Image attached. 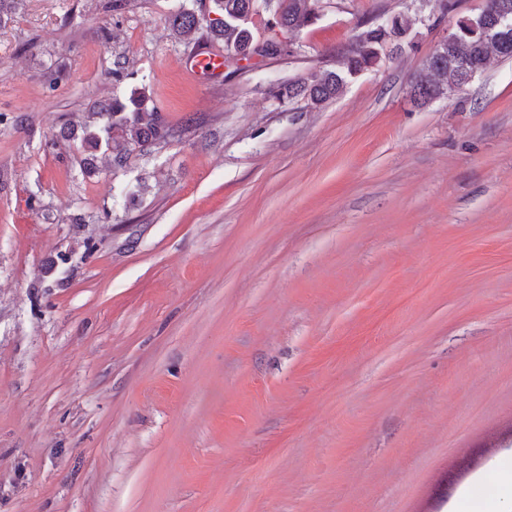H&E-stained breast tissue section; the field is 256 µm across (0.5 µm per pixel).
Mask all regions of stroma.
I'll list each match as a JSON object with an SVG mask.
<instances>
[{
	"label": "stroma",
	"instance_id": "stroma-1",
	"mask_svg": "<svg viewBox=\"0 0 512 512\" xmlns=\"http://www.w3.org/2000/svg\"><path fill=\"white\" fill-rule=\"evenodd\" d=\"M183 4L0 25V512H422L455 476L438 512H479L512 469V60L409 87L484 0L414 2V50L320 107L272 90L400 0H322L294 56L209 83ZM134 85L197 130L81 174L60 126Z\"/></svg>",
	"mask_w": 512,
	"mask_h": 512
}]
</instances>
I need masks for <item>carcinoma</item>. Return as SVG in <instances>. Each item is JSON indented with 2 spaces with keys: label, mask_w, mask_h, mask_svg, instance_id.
Segmentation results:
<instances>
[{
  "label": "carcinoma",
  "mask_w": 512,
  "mask_h": 512,
  "mask_svg": "<svg viewBox=\"0 0 512 512\" xmlns=\"http://www.w3.org/2000/svg\"><path fill=\"white\" fill-rule=\"evenodd\" d=\"M212 2L213 9L206 14L184 8L174 13L170 21L172 34L187 40L204 28L210 42L224 45L234 61L244 60L250 67L259 59L291 56L295 43L289 36L314 23L321 0H264L269 14L265 27L271 32L264 40L257 39L251 21L256 0ZM412 40V21L404 12L391 14L384 25L366 23L341 53L336 68L320 69L304 80H290L278 87L275 96L289 102L301 98L320 107L338 98L353 75L403 55L405 48L413 47ZM492 54L512 59V0H485L477 16L459 21L456 31L436 47L412 83V100L426 104L463 89ZM97 115L100 123L96 128L84 131L78 138L64 131L65 136L78 142L83 174L90 172L99 152L108 157L115 174L127 168L133 154L147 153L182 133L157 109L148 106L142 87L131 89L123 98L102 103Z\"/></svg>",
  "instance_id": "cac0c4a2"
}]
</instances>
